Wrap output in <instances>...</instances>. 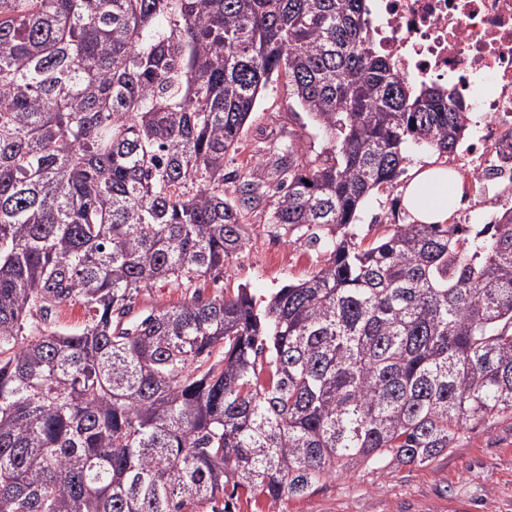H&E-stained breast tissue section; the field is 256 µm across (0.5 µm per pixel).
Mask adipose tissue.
Instances as JSON below:
<instances>
[{
    "instance_id": "ef3b65f1",
    "label": "adipose tissue",
    "mask_w": 512,
    "mask_h": 512,
    "mask_svg": "<svg viewBox=\"0 0 512 512\" xmlns=\"http://www.w3.org/2000/svg\"><path fill=\"white\" fill-rule=\"evenodd\" d=\"M463 202L462 184L452 170L431 160L412 166L403 196L412 222L447 223L450 214Z\"/></svg>"
}]
</instances>
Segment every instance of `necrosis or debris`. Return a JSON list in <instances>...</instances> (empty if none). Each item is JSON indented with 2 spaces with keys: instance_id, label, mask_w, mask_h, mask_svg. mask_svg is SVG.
I'll list each match as a JSON object with an SVG mask.
<instances>
[{
  "instance_id": "1",
  "label": "necrosis or debris",
  "mask_w": 512,
  "mask_h": 512,
  "mask_svg": "<svg viewBox=\"0 0 512 512\" xmlns=\"http://www.w3.org/2000/svg\"><path fill=\"white\" fill-rule=\"evenodd\" d=\"M377 46L405 74L448 87V106L483 113L463 169L479 188L512 180V0H369Z\"/></svg>"
}]
</instances>
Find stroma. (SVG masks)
Here are the masks:
<instances>
[{"label":"stroma","mask_w":512,"mask_h":512,"mask_svg":"<svg viewBox=\"0 0 512 512\" xmlns=\"http://www.w3.org/2000/svg\"><path fill=\"white\" fill-rule=\"evenodd\" d=\"M295 110L287 78L269 82L240 149L224 162L225 171L247 166L263 174V158L257 152L260 142L291 130H303L306 148L320 150L319 131L312 125L301 126ZM409 179V174H402L397 187L380 189L364 199L356 226L359 236L372 239V218L400 207L402 187ZM272 208V201L266 199L249 211L248 245L232 259L224 277L204 284V294L245 285L265 295L312 271L315 251L295 236L270 234L267 222ZM230 507L232 512H512V419L466 426L455 447L425 467L359 469L327 480L308 496L274 504L238 491Z\"/></svg>","instance_id":"35a3bbf8"}]
</instances>
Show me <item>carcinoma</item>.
Returning a JSON list of instances; mask_svg holds the SVG:
<instances>
[{"label": "carcinoma", "instance_id": "obj_1", "mask_svg": "<svg viewBox=\"0 0 512 512\" xmlns=\"http://www.w3.org/2000/svg\"><path fill=\"white\" fill-rule=\"evenodd\" d=\"M362 0H0V512H231L357 467L429 465L512 418V205L490 224L354 232L405 149L468 113L400 75ZM327 139L224 188L268 82ZM277 190L322 259L206 296ZM184 288L134 313V294ZM85 320L63 328L57 310Z\"/></svg>", "mask_w": 512, "mask_h": 512}]
</instances>
